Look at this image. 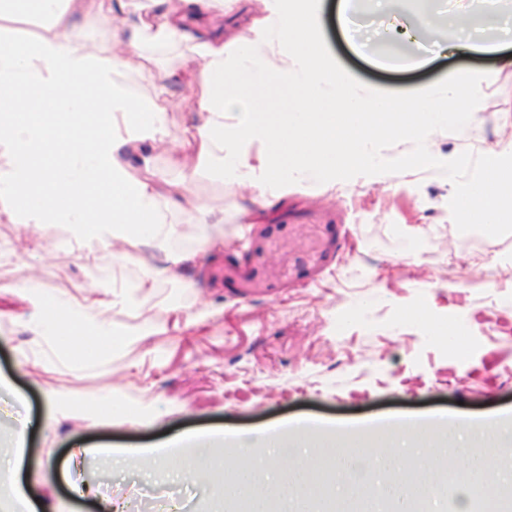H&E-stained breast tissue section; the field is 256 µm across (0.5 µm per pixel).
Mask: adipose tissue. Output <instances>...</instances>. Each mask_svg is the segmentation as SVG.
Instances as JSON below:
<instances>
[{
	"label": "adipose tissue",
	"instance_id": "ef3b65f1",
	"mask_svg": "<svg viewBox=\"0 0 512 512\" xmlns=\"http://www.w3.org/2000/svg\"><path fill=\"white\" fill-rule=\"evenodd\" d=\"M75 0H0V21L33 13L45 22V35L27 43L0 36V206L21 224H67L79 249L100 246L116 263L131 260V250L167 233L168 210L194 215L192 234L203 245L223 244L224 219L191 193L190 183L204 170L218 171L226 184L247 185L261 200L288 192L289 183L332 181L361 174L377 182L389 168L428 166L455 188L454 209L486 232L512 218V194L501 183L512 172V143L485 154L483 175L460 183L468 157L442 160L428 149L386 154V139H413L447 124L469 127L478 110L481 86L467 76L455 77L413 96H360L346 73L322 52L323 31L314 0H260L249 35L235 40L234 54L224 41V0H179L165 12L141 6L134 35L115 26L111 6L99 5L98 24L108 29L113 50L81 37L70 21ZM437 20L426 9L414 11L396 28L399 53L420 65L416 53ZM185 43L190 52L165 72L148 101L117 87L112 75L125 56L140 55L142 73L154 61L141 56L144 45ZM171 82L198 86L192 102L197 119L179 141L178 177L151 170V154L165 144L167 91ZM269 83L287 86L296 111L275 121L278 104L254 97V88ZM31 308L41 332L57 329L71 318L80 337L99 346L117 336L95 322L102 307L124 304L115 291L83 292L70 302L55 299L39 282L26 281L8 291ZM214 434L179 439L185 448L175 477L198 480L209 461L203 451L216 447Z\"/></svg>",
	"mask_w": 512,
	"mask_h": 512
}]
</instances>
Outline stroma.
Masks as SVG:
<instances>
[{
    "label": "stroma",
    "mask_w": 512,
    "mask_h": 512,
    "mask_svg": "<svg viewBox=\"0 0 512 512\" xmlns=\"http://www.w3.org/2000/svg\"><path fill=\"white\" fill-rule=\"evenodd\" d=\"M337 0H317L325 24L323 52L350 76L358 90L410 96L449 82L464 72L483 85L478 112L466 131L447 126L420 140L382 143V150L426 145L442 156H469L463 181L481 173L484 152L502 143L512 121V0H431L439 26L448 15H475L473 49L422 51L427 65H379V50L391 40L393 20L376 0L349 9L348 30L336 19ZM152 76L138 73L136 57L114 73L117 85L149 99L163 74L185 52L154 46ZM194 194L214 210L240 204L244 211L224 227L225 244L243 236L248 224H348L353 235L323 276L300 288H272L241 298L213 274L225 253L209 251L187 264L177 282L159 281L128 304L103 308L98 319L122 340L107 356L92 345L77 348L68 329L39 335L32 312L0 302V375L25 398L31 423L21 475L36 494L39 512H98L77 501L64 479L44 480L41 462L62 465L79 448L90 454L74 467V479H92L101 498L124 504L125 512H222L224 487L215 483H148L134 474H111L105 448H152L180 437L239 428L283 427L307 420L302 442L310 458L328 445L339 425L371 429L368 466L374 483L393 480L378 460L383 454L411 456V449L386 444L383 433L427 428L431 451L452 449L448 432L465 425L472 442L512 417V283L500 275L499 257H512V226L484 235L464 227L452 209V188L421 166L394 170L384 184L364 177L289 186L287 195L258 207L254 193L200 174ZM424 230L414 257H405V230ZM65 225H42L34 240L0 212V287L37 275L45 289L70 300L99 270L138 279L141 265H114L97 249L85 257L66 243ZM204 320L172 325L173 307ZM153 328L141 338L143 328ZM465 332L469 344L455 349ZM452 469H461L459 454Z\"/></svg>",
    "instance_id": "obj_1"
}]
</instances>
